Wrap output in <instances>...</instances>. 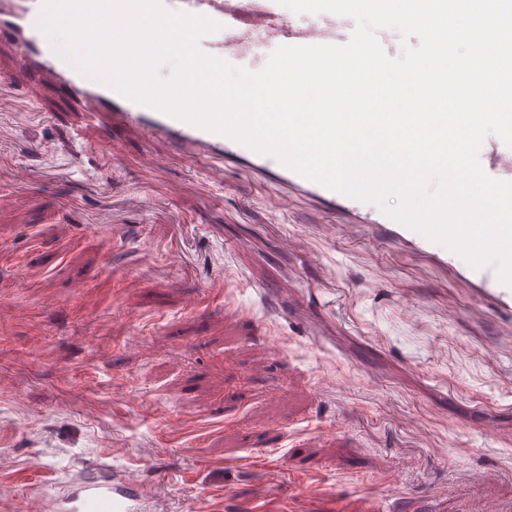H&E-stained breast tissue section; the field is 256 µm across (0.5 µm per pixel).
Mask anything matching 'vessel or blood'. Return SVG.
I'll return each instance as SVG.
<instances>
[{"label": "vessel or blood", "instance_id": "b4317fda", "mask_svg": "<svg viewBox=\"0 0 512 512\" xmlns=\"http://www.w3.org/2000/svg\"><path fill=\"white\" fill-rule=\"evenodd\" d=\"M163 2L168 9L203 14L221 23V30L201 39L200 48L241 67L256 53L268 55L281 45H342L354 30L353 25L327 12L318 14L309 24H294L287 19L285 8L278 0ZM42 7L43 0H0V38L13 42L16 69L35 81L43 75H51L64 96L81 104L88 125L100 130L105 148H115L119 134L128 131L147 143L163 138L189 158H205L211 174L218 178L224 173L225 159L231 158L275 177L282 184L339 203L344 210L375 216L377 223L389 225L398 240L429 252L441 264L465 267V260L456 253L390 220L376 205L329 190L302 177L275 157L256 153L231 137L133 102L107 84L80 73L60 57L43 32ZM479 158L489 161L491 168L496 169L497 179L512 181V147L497 135L486 136ZM469 276L478 295L494 300L501 307L512 308V287L500 283L493 269H473ZM159 494L158 487L147 486L144 481L101 462L67 492L48 499L41 495L31 497L28 512H154Z\"/></svg>", "mask_w": 512, "mask_h": 512}]
</instances>
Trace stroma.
I'll return each mask as SVG.
<instances>
[{
  "instance_id": "1",
  "label": "stroma",
  "mask_w": 512,
  "mask_h": 512,
  "mask_svg": "<svg viewBox=\"0 0 512 512\" xmlns=\"http://www.w3.org/2000/svg\"><path fill=\"white\" fill-rule=\"evenodd\" d=\"M13 53L1 40L0 512L106 461L162 479L155 512L512 502V310L381 227L324 235L329 205L238 164L219 188L164 141L106 152Z\"/></svg>"
}]
</instances>
